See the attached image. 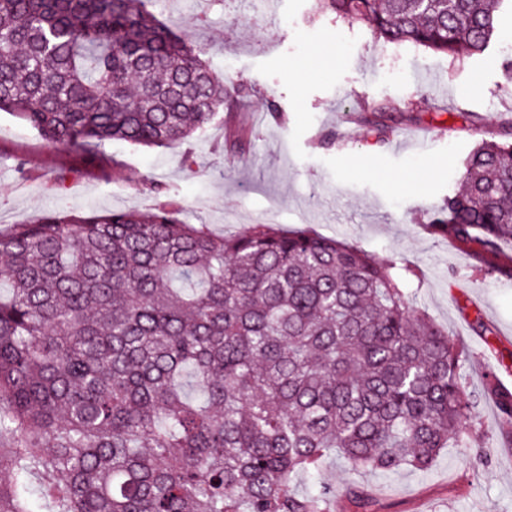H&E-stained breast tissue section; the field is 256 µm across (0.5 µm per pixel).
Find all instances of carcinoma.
Here are the masks:
<instances>
[{"mask_svg":"<svg viewBox=\"0 0 512 512\" xmlns=\"http://www.w3.org/2000/svg\"><path fill=\"white\" fill-rule=\"evenodd\" d=\"M376 39L452 60L490 46L502 0H321ZM153 0H0V112L51 149L169 147L224 111V77ZM382 141L394 132L365 120ZM428 229L512 247V143L485 140ZM393 263L309 230L218 236L165 205L0 227V512H333L295 489L430 469L480 402L454 340Z\"/></svg>","mask_w":512,"mask_h":512,"instance_id":"obj_1","label":"carcinoma"}]
</instances>
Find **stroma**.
Returning <instances> with one entry per match:
<instances>
[{
	"label": "stroma",
	"instance_id": "obj_1",
	"mask_svg": "<svg viewBox=\"0 0 512 512\" xmlns=\"http://www.w3.org/2000/svg\"><path fill=\"white\" fill-rule=\"evenodd\" d=\"M155 0L223 74L233 108L186 146L105 143L89 160L46 148L37 131L0 112V225L72 208L148 210L160 204L216 235L271 222L353 243L394 260L414 306L467 356L466 378H512V276L489 275L476 248L428 231L456 190L465 159L512 122V84L502 58L512 48V0L498 13L493 47L450 61L412 44L378 42L318 0ZM333 52L326 67L316 56ZM374 105L390 118L384 142L356 117ZM25 160L17 173L16 160ZM153 180L160 192L146 190ZM480 320L483 331L472 327ZM492 403L479 405L467 448L441 451L425 472L349 473L331 462L336 512H512V447Z\"/></svg>",
	"mask_w": 512,
	"mask_h": 512
}]
</instances>
